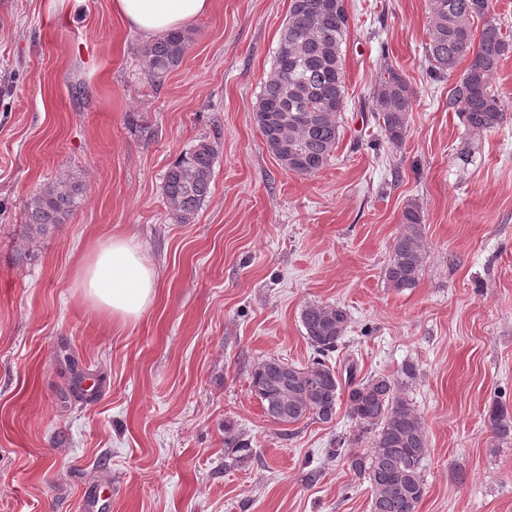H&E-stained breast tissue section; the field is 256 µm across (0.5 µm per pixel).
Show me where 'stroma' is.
<instances>
[{
	"label": "stroma",
	"instance_id": "1",
	"mask_svg": "<svg viewBox=\"0 0 512 512\" xmlns=\"http://www.w3.org/2000/svg\"><path fill=\"white\" fill-rule=\"evenodd\" d=\"M346 104L328 165L283 169L253 119L290 0H211L162 86L144 39L112 0H0V512H371L367 480L328 453L371 439L338 406L332 422L273 423L249 388L275 357L304 366L309 302L350 315L337 359L361 377L412 365L406 395L429 443L417 512H512V440L487 411H512V55L493 87L500 126L466 132L451 78L425 57L429 0H347ZM416 92L402 145L383 137V65ZM212 193L176 223L163 177L201 138ZM80 177L78 207L27 236L46 184ZM424 216L415 288L385 269L408 202ZM133 236L158 299L120 326L72 282L92 246ZM252 448L227 464L224 426Z\"/></svg>",
	"mask_w": 512,
	"mask_h": 512
}]
</instances>
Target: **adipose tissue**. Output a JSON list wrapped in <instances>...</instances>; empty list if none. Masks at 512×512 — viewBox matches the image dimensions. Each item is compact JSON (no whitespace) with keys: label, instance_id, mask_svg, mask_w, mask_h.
<instances>
[{"label":"adipose tissue","instance_id":"1","mask_svg":"<svg viewBox=\"0 0 512 512\" xmlns=\"http://www.w3.org/2000/svg\"><path fill=\"white\" fill-rule=\"evenodd\" d=\"M209 8L210 0H112L119 19L146 38L189 26ZM73 286L94 310L125 324L138 321L155 303L158 273L131 237L114 235L92 247Z\"/></svg>","mask_w":512,"mask_h":512}]
</instances>
